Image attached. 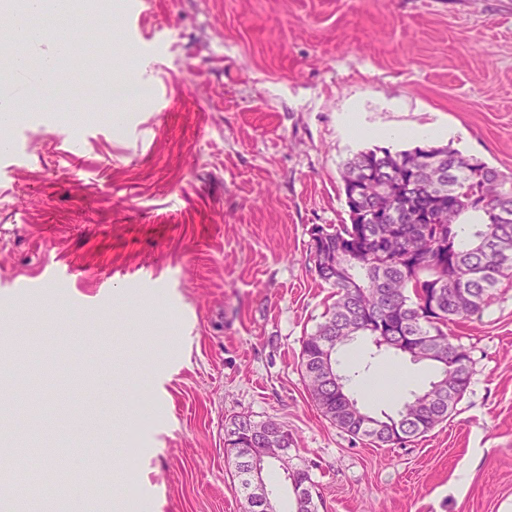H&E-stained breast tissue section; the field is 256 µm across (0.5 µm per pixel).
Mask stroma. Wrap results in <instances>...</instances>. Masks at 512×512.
Wrapping results in <instances>:
<instances>
[{
  "instance_id": "1",
  "label": "stroma",
  "mask_w": 512,
  "mask_h": 512,
  "mask_svg": "<svg viewBox=\"0 0 512 512\" xmlns=\"http://www.w3.org/2000/svg\"><path fill=\"white\" fill-rule=\"evenodd\" d=\"M68 32L152 95L117 127L81 79L38 86L0 129L26 154L0 166V480L27 454L62 462L85 512H246L224 427L248 415L288 428L318 512H512V281L455 328L471 384L423 437L348 435L300 369L333 302L311 231L348 223L349 158L438 127L431 145L512 174V0H106ZM51 266L75 271L65 296L14 293ZM37 335L76 357L27 403ZM352 348L404 371L402 394L435 376Z\"/></svg>"
}]
</instances>
